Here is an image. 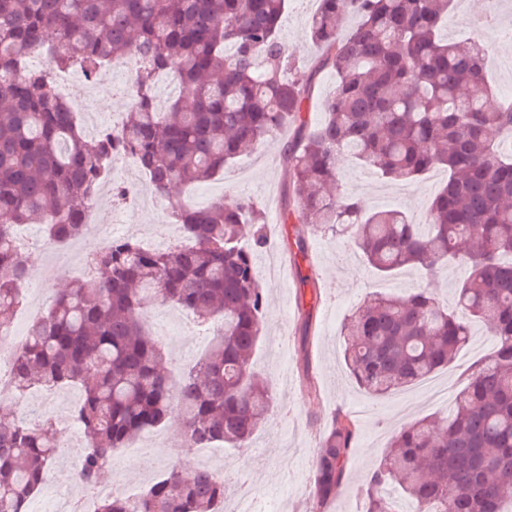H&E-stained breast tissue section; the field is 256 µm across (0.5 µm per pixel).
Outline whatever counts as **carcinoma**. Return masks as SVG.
Returning <instances> with one entry per match:
<instances>
[{
	"instance_id": "cac0c4a2",
	"label": "carcinoma",
	"mask_w": 512,
	"mask_h": 512,
	"mask_svg": "<svg viewBox=\"0 0 512 512\" xmlns=\"http://www.w3.org/2000/svg\"><path fill=\"white\" fill-rule=\"evenodd\" d=\"M452 0H318L311 69L293 65L277 29L288 0H0V329L25 300L27 256L18 224H39L57 244L80 235L101 165L127 155L168 199L183 242L149 249L120 237L95 255V274L56 293L12 355L5 382L18 406L0 416V512H27L65 448L55 418L26 415L30 391L76 387L72 419L86 444L76 479L92 494L112 482V456L163 428L179 409L183 447L244 448L271 412L269 384L251 366L266 305L252 251L263 248L262 213L244 202L204 208L170 195L209 181L288 124L283 158L292 207L284 223L347 236L379 276L416 268L435 277L451 262L469 274L456 309L426 288L378 294L344 324V357L375 397L448 366L470 322L497 338L442 422L425 416L398 431L372 470L364 512H504L512 499V103H491L485 49L441 36ZM349 18L354 24L343 28ZM43 51L47 63L28 66ZM131 61L134 90L119 130L87 138L53 73L93 78ZM336 75L311 123L314 76ZM161 75L177 96L157 107ZM349 156L387 182L433 169L447 181L417 223L395 209L365 208L339 191ZM252 225V248L240 244ZM218 325L203 358L175 375L147 331L155 306ZM354 426L334 416L320 437L310 483L316 512L346 479ZM225 480L170 470L138 498L94 500V512H225Z\"/></svg>"
}]
</instances>
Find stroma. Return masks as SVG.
I'll return each instance as SVG.
<instances>
[{
	"label": "stroma",
	"mask_w": 512,
	"mask_h": 512,
	"mask_svg": "<svg viewBox=\"0 0 512 512\" xmlns=\"http://www.w3.org/2000/svg\"><path fill=\"white\" fill-rule=\"evenodd\" d=\"M317 0H289L281 23V39L297 66H314L321 49L312 43L308 26ZM454 23L445 28L448 37H469L488 53V71L496 97L512 94V39L502 38L512 29V0H456ZM293 132L280 131L253 153L242 157L223 176L182 189V197L219 193L226 206L254 203L262 212L266 248L255 250L258 259L274 255L287 266V279L263 275L267 304L262 335L253 362L268 381L276 405L251 446L219 453L217 463L231 478L227 499L247 492L261 504H273L277 512H311L309 485L320 436L336 411L351 414L357 428L347 466V479L328 512H362L363 493L370 472L385 454L392 437L417 418L444 415V408L429 402L420 385L414 384L392 396L374 398L351 377L343 358V325L347 317L375 294L403 295L422 286L431 289L443 305L452 306L457 284L466 274L464 265L449 266L447 273L430 280L419 270H403L379 277L363 264L345 238L330 234L308 235V261H293L298 224L275 225L277 213L288 202L289 174L282 147ZM341 190L361 198L366 208L403 207L414 216L426 212L440 180L425 177L410 185H396L378 178L350 159L340 162ZM40 228H32L28 244L29 297L48 304L52 294L68 287L73 279L76 255L68 250L52 252L39 247ZM149 332L179 365L193 364L208 348L211 327L198 324L184 311L173 318L153 320ZM495 348L486 325L473 322L469 342L455 360L436 372L434 381L444 383L450 395H458L471 366ZM165 445L153 449L146 466H127L114 477L116 493L130 486L146 487L160 474L177 469H198L195 456L181 446L180 418L171 414L161 430Z\"/></svg>",
	"instance_id": "obj_1"
}]
</instances>
